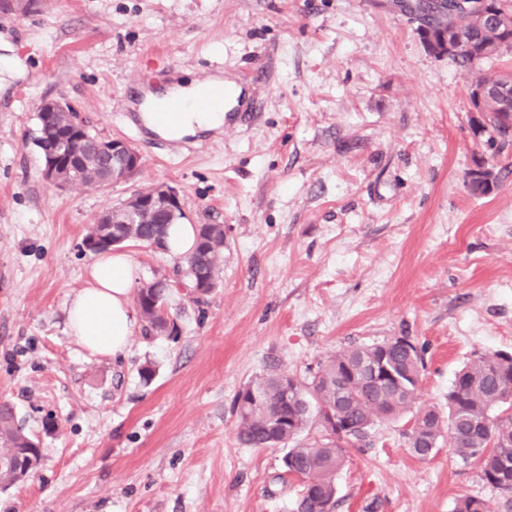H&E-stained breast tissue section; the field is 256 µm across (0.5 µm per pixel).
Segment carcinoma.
I'll list each match as a JSON object with an SVG mask.
<instances>
[{
    "mask_svg": "<svg viewBox=\"0 0 512 512\" xmlns=\"http://www.w3.org/2000/svg\"><path fill=\"white\" fill-rule=\"evenodd\" d=\"M450 14L437 4L416 10L418 29L433 37L446 32L454 36L460 29L464 44L454 43L448 63L471 78L469 100L484 114L483 129L501 138H512V103L500 97L499 88L512 85V73L488 75L480 66L503 50H512V28L500 26L498 14L512 15L506 0H492L491 9L478 12L469 0H460ZM72 117L37 113L38 135L33 138L44 157L69 154L78 144L66 139ZM112 160L87 154L66 169L65 178L74 185L107 187L104 174ZM492 181L470 179L468 188L485 196L497 187ZM167 225L155 224L143 214L130 224H95L84 238L92 252L136 242L146 247L154 242L165 245ZM196 243L184 255L179 272L198 298L219 286L218 261L224 254V225L199 224ZM169 284L151 282L139 289L137 305L149 333L176 335L177 325L167 312ZM387 362L398 371L404 386L364 381L363 370ZM423 357L406 336L336 352L309 380L271 370L250 381L236 396L239 441L251 448H284L282 468L301 481L294 512H334L336 474L345 463L346 448L366 438L376 423L412 411L417 404ZM330 409L347 425L345 438L326 431L321 414ZM415 423L407 436L408 447L421 460L433 456L439 440L448 438V447L464 464L474 462L481 480L501 495L502 512H512V354L485 352L467 362L455 375L448 391V414L433 407L415 412ZM318 424L319 437L310 441L297 438L312 424ZM40 461V448L33 437L16 424L14 407L0 404V483L10 485L19 475L32 473ZM455 512H486L484 501L466 496Z\"/></svg>",
    "mask_w": 512,
    "mask_h": 512,
    "instance_id": "cac0c4a2",
    "label": "carcinoma"
}]
</instances>
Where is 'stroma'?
I'll return each instance as SVG.
<instances>
[{
	"mask_svg": "<svg viewBox=\"0 0 512 512\" xmlns=\"http://www.w3.org/2000/svg\"><path fill=\"white\" fill-rule=\"evenodd\" d=\"M415 0H40L0 14V401L41 462L0 486V512H292L282 449L237 439L233 402L271 369L302 378L336 351L398 336L423 351L418 405L448 410L476 352H512V145L470 121L469 80L428 51ZM234 83L260 112L171 142L129 128L132 79ZM143 166L106 189L60 190L30 140L46 99ZM499 184L474 196L477 164ZM189 223L224 227L221 283L174 287V337L135 326L116 356L79 345L70 299L105 210L156 184ZM155 374L143 381L139 370ZM412 414L350 445L336 512H453L500 495L448 446L407 444Z\"/></svg>",
	"mask_w": 512,
	"mask_h": 512,
	"instance_id": "35a3bbf8",
	"label": "stroma"
}]
</instances>
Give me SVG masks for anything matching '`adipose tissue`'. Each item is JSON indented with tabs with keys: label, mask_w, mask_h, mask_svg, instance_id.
<instances>
[{
	"label": "adipose tissue",
	"mask_w": 512,
	"mask_h": 512,
	"mask_svg": "<svg viewBox=\"0 0 512 512\" xmlns=\"http://www.w3.org/2000/svg\"><path fill=\"white\" fill-rule=\"evenodd\" d=\"M223 94L224 83L219 79L181 81L171 85L163 95L149 96L140 119L148 130L172 141L218 130L224 125L223 110L202 112L196 104L201 99ZM173 101L182 106L179 118L173 124L162 123L159 111ZM140 276L139 265L128 253L114 250L100 253L90 267L87 286L68 305L71 336L92 352L112 356L122 353L136 322L131 292Z\"/></svg>",
	"instance_id": "adipose-tissue-1"
}]
</instances>
